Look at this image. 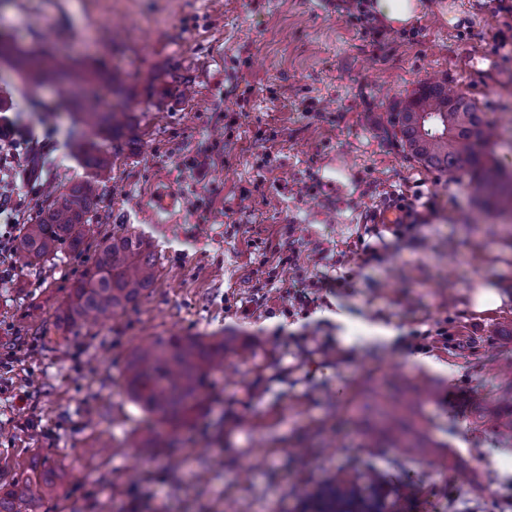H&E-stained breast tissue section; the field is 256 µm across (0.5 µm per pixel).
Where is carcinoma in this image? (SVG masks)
Listing matches in <instances>:
<instances>
[{"instance_id":"carcinoma-1","label":"carcinoma","mask_w":512,"mask_h":512,"mask_svg":"<svg viewBox=\"0 0 512 512\" xmlns=\"http://www.w3.org/2000/svg\"><path fill=\"white\" fill-rule=\"evenodd\" d=\"M21 64L27 81L41 84L49 78L65 81L77 65L70 57L44 47L24 52ZM89 84L104 95L122 98L128 89L112 71L92 66L84 70ZM86 127L76 154L92 172L67 187H54L47 202L25 225L18 253L30 264H43L62 248L79 251L93 220L102 190V174L110 159L101 142L115 140L129 127L127 115L99 105L76 103ZM393 136L402 151L426 168L448 172L465 183L478 207L496 219H512V173L500 164L494 131L476 103L448 90V83L425 82L415 89L397 112L389 113ZM151 245L135 232L114 234L97 248L92 265L70 288L57 309L55 325L80 328L108 319L137 303L157 279ZM228 345L222 336H157L134 347L123 376L127 395L143 411L155 416L159 428L137 443L146 456L162 447L163 428L187 424L204 409L203 389L211 370L224 365ZM432 394L425 382L404 391L374 395L373 429L365 447L384 442L406 454H415L429 442L420 433L412 413L414 401ZM484 415L498 428L512 432V386L503 401L488 404ZM11 477L0 481V512H33L32 505L52 498L61 486L63 468L35 457L19 458ZM364 482L338 479L319 486L304 501L307 512H391L392 504L380 474L370 469Z\"/></svg>"}]
</instances>
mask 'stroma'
<instances>
[{"mask_svg": "<svg viewBox=\"0 0 512 512\" xmlns=\"http://www.w3.org/2000/svg\"><path fill=\"white\" fill-rule=\"evenodd\" d=\"M422 4L375 39L323 0H0V31L18 44L100 62L133 96L131 129L103 144L111 167L87 248L0 274V465L24 452L66 472L35 512H130L135 496L141 512H301L305 493L368 465L394 512H512V435L476 416L512 364V232L380 121L427 80L467 85L512 172V63L487 77L466 68L507 19L481 0ZM158 72L162 95L149 89ZM0 99L40 142L0 184L32 216L45 184L85 174L73 114L57 88L6 66ZM331 160L340 193L324 182ZM416 190L435 197L427 223H371ZM160 191L178 197L174 212L155 208ZM123 230L151 244L155 284L66 334L56 309L94 246ZM486 285L502 304L479 311ZM303 288L317 297L307 308L293 302ZM175 332L232 336L253 355L227 353L206 409L150 461L133 443L153 421L121 372L133 346ZM396 376L432 386L419 415L436 445L421 458L364 447L349 419L351 401ZM101 441L110 454L92 453Z\"/></svg>", "mask_w": 512, "mask_h": 512, "instance_id": "obj_1", "label": "stroma"}]
</instances>
